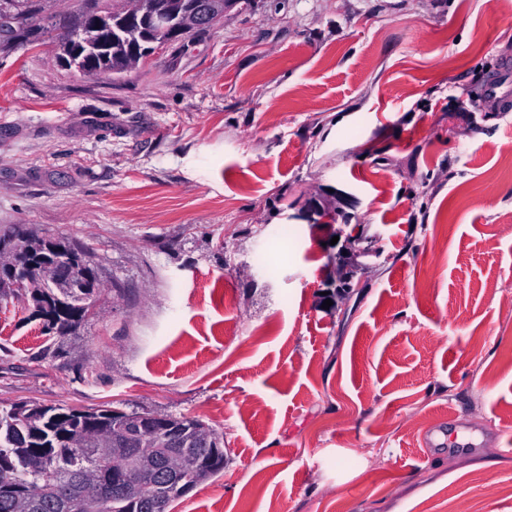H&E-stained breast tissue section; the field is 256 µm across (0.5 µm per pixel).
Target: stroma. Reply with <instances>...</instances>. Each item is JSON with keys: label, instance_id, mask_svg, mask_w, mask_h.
I'll use <instances>...</instances> for the list:
<instances>
[{"label": "stroma", "instance_id": "35a3bbf8", "mask_svg": "<svg viewBox=\"0 0 512 512\" xmlns=\"http://www.w3.org/2000/svg\"><path fill=\"white\" fill-rule=\"evenodd\" d=\"M43 6L0 51V240L97 290L63 335L0 296V405L210 425L169 512H512V0H240L116 76Z\"/></svg>", "mask_w": 512, "mask_h": 512}]
</instances>
